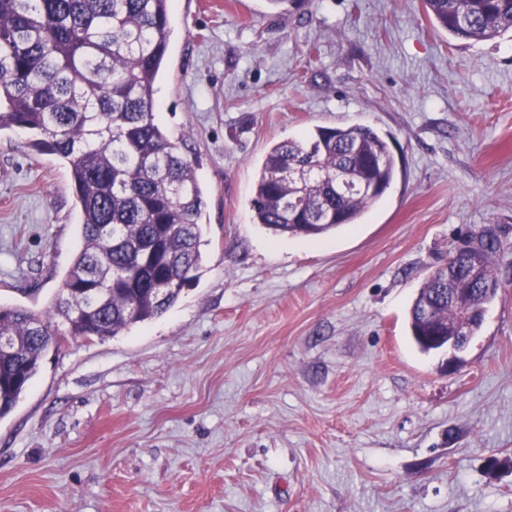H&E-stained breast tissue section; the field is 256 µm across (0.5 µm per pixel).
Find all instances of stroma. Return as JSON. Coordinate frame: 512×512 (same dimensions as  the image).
<instances>
[{
    "label": "stroma",
    "instance_id": "stroma-1",
    "mask_svg": "<svg viewBox=\"0 0 512 512\" xmlns=\"http://www.w3.org/2000/svg\"><path fill=\"white\" fill-rule=\"evenodd\" d=\"M156 112L207 192L163 316L49 350L0 418V512H512V266L464 351L408 312L460 237L512 248V34L420 0H177ZM371 126L393 180L350 229L250 208L275 142ZM0 132V303L43 309L79 247L67 167Z\"/></svg>",
    "mask_w": 512,
    "mask_h": 512
}]
</instances>
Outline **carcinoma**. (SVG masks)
Listing matches in <instances>:
<instances>
[{
    "label": "carcinoma",
    "instance_id": "carcinoma-1",
    "mask_svg": "<svg viewBox=\"0 0 512 512\" xmlns=\"http://www.w3.org/2000/svg\"><path fill=\"white\" fill-rule=\"evenodd\" d=\"M173 0H0V132L22 129L39 155L69 169L81 246L41 311L0 304V418L40 371L44 354L103 340L163 316L202 262L205 190L191 160L156 121V82L167 64ZM454 39L512 33V0H422ZM395 161L372 128L319 127L274 144L259 168L254 221L275 234L320 237L360 223L389 188ZM313 179L288 186L285 170ZM347 189H336V178ZM512 264L491 229L469 234L427 278L409 309L420 352L474 336L485 299ZM69 288H96L76 311Z\"/></svg>",
    "mask_w": 512,
    "mask_h": 512
}]
</instances>
